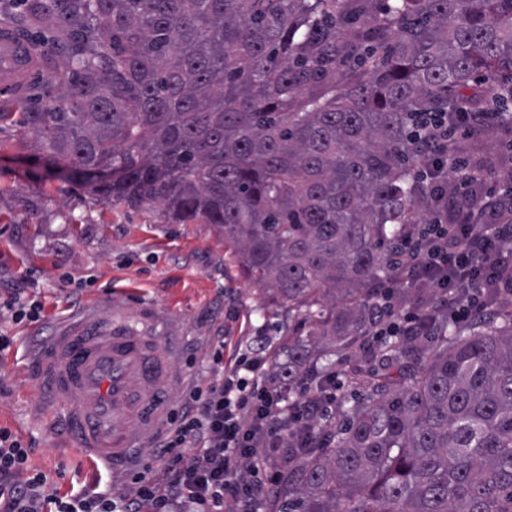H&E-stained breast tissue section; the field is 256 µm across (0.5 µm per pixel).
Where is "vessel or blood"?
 Returning <instances> with one entry per match:
<instances>
[{"label":"vessel or blood","mask_w":512,"mask_h":512,"mask_svg":"<svg viewBox=\"0 0 512 512\" xmlns=\"http://www.w3.org/2000/svg\"><path fill=\"white\" fill-rule=\"evenodd\" d=\"M35 66L27 42L0 27V94H15ZM174 346L143 329L79 316L41 358L43 383L77 448L101 464L127 470L162 427L173 380Z\"/></svg>","instance_id":"1"}]
</instances>
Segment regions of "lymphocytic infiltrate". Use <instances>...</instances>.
<instances>
[{
	"mask_svg": "<svg viewBox=\"0 0 512 512\" xmlns=\"http://www.w3.org/2000/svg\"><path fill=\"white\" fill-rule=\"evenodd\" d=\"M395 265L435 299L429 317L409 311L383 319L378 336H408L420 326L432 336L441 322L489 312L490 296L512 302V208L486 191L478 205L459 207L453 223L438 217L426 225ZM226 345V337H213L211 381L194 385L152 440L151 458L169 475L165 485L140 473L90 495H59L44 472L30 468L29 446L0 428V512H265L277 482L273 474L260 478L265 458L287 447L290 428L328 416L336 395L313 396L303 386L293 407H284L263 339L230 364Z\"/></svg>",
	"mask_w": 512,
	"mask_h": 512,
	"instance_id": "1",
	"label": "lymphocytic infiltrate"
}]
</instances>
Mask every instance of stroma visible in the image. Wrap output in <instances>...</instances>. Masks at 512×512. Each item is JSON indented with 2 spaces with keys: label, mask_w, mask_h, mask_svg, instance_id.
<instances>
[{
  "label": "stroma",
  "mask_w": 512,
  "mask_h": 512,
  "mask_svg": "<svg viewBox=\"0 0 512 512\" xmlns=\"http://www.w3.org/2000/svg\"><path fill=\"white\" fill-rule=\"evenodd\" d=\"M52 171L36 135L0 122V295L25 288L44 305L38 323L0 321L14 338L0 353V427L31 447L32 468L75 494L92 489L91 461L43 404L35 339L50 340L88 311L108 320L116 309L153 308L178 349L174 409L193 384L209 381L212 337L245 349L263 336L279 362L289 321L286 309L266 307L263 285L239 273L214 225L171 224L157 207L101 203L81 178L62 181Z\"/></svg>",
  "instance_id": "1"
}]
</instances>
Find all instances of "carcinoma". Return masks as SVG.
<instances>
[{
  "label": "carcinoma",
  "instance_id": "cac0c4a2",
  "mask_svg": "<svg viewBox=\"0 0 512 512\" xmlns=\"http://www.w3.org/2000/svg\"><path fill=\"white\" fill-rule=\"evenodd\" d=\"M26 2L63 93L22 125L56 177L224 231L296 323L275 369L290 399L357 358L384 316L368 285L448 199L411 124L480 107L479 74L512 104V0ZM410 300L429 310L415 280ZM427 341L354 362L366 398L291 442L266 512H512V307Z\"/></svg>",
  "mask_w": 512,
  "mask_h": 512
}]
</instances>
